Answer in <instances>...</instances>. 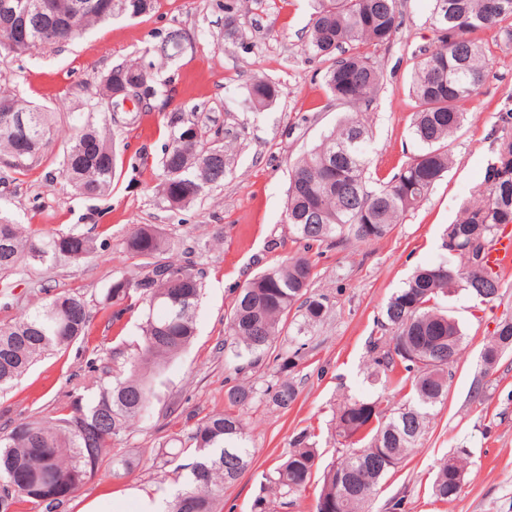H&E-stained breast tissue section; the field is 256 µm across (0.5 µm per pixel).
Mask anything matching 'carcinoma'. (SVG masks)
Instances as JSON below:
<instances>
[{"label":"carcinoma","instance_id":"obj_1","mask_svg":"<svg viewBox=\"0 0 512 512\" xmlns=\"http://www.w3.org/2000/svg\"><path fill=\"white\" fill-rule=\"evenodd\" d=\"M22 5L24 27L15 31L0 17V56L74 41L91 29L115 19L152 14L159 0H14ZM313 12L304 54L330 62L324 75L329 98L356 109L291 170L285 221L296 236L311 246L340 245L348 238L386 237L425 200L448 172L452 159L448 138L469 117V105L479 93L489 64L486 47L471 34L512 20V0H433L437 32L434 48L414 57L409 92L413 110L412 135L416 154L388 179L373 183L368 155L371 147L366 112L384 81V68L373 51L393 40L400 28L398 0H311ZM248 3L265 0H218L224 13V42L247 48L239 17ZM192 44L182 29L167 33L160 44L145 50L133 64H117L101 78L91 104L102 125L87 121L74 127L63 152L60 172L85 198H95L112 187L119 154L110 129L123 87L144 88L157 94L152 57L173 60ZM279 96L278 86L256 79L244 104L255 110L268 107ZM0 162L16 171H28L43 161L53 137L50 113L29 105L0 75ZM503 127L494 139V161L486 170L478 199L464 200L457 220L442 239L446 256L416 269L386 304L381 327L386 336L371 339V376L410 396L392 410L384 398L344 401L336 411V436L341 438L340 461L323 470L315 512H363L365 502L380 481L414 451L433 408L448 395L450 368L459 358L464 335L459 323L438 307V300L462 288L482 303L499 293L500 273L490 269L487 256L496 238L512 224V116L501 117ZM167 143L160 165V199L174 210L201 198L210 186L224 181L228 162L221 129L207 128L195 110L169 113ZM170 242L155 225H138L125 240V249L137 260L104 295L109 320L117 323L132 304L146 307L140 326L137 354L115 366L100 382L94 398L61 407L47 420L22 418L0 432V512H10L17 501L57 512L96 474L117 436L149 417L156 398V381L195 335V314L202 288L201 272L189 261L160 259ZM93 249L86 234L60 232L35 236L0 216V276L22 265L77 261ZM313 266L300 256L272 267L243 285L226 315L224 349L249 366L256 365L278 342L292 311L303 325L321 321L329 309L327 298L311 292ZM91 314L83 296L60 294L35 305L25 318L0 324V389L13 384L37 359L67 348L88 333ZM512 318L498 324L494 339L480 356L482 373L494 370L509 346ZM280 372L299 366L301 348L275 356ZM264 396L286 410L298 397L291 379L263 391L248 383L224 393V410L211 412L195 424L189 436L194 448H179L175 461L190 452L187 464L190 490L177 495L170 512H223L224 485L249 466L253 449L240 410ZM305 431L275 468L256 499L259 512H274L271 496L302 494L318 468L317 448ZM466 461L450 456L440 463L432 484L435 497L451 501L459 494Z\"/></svg>","mask_w":512,"mask_h":512}]
</instances>
